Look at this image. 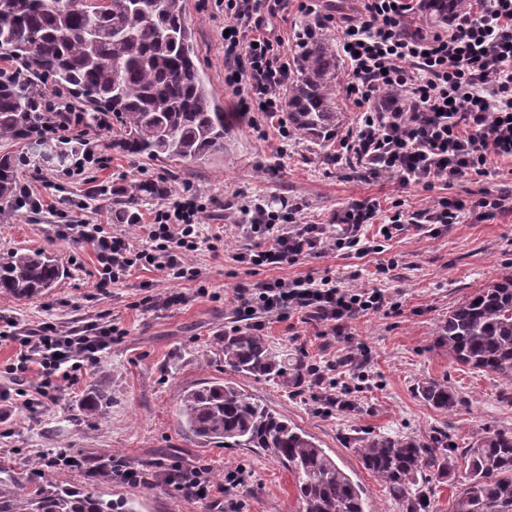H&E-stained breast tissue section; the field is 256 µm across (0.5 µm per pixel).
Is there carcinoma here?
I'll use <instances>...</instances> for the list:
<instances>
[{"label":"carcinoma","instance_id":"cac0c4a2","mask_svg":"<svg viewBox=\"0 0 512 512\" xmlns=\"http://www.w3.org/2000/svg\"><path fill=\"white\" fill-rule=\"evenodd\" d=\"M74 0H0V49L31 67L32 77L53 78L85 109L86 125L109 113L117 126L112 148L151 161L206 164L230 147L236 116L215 99L197 64L184 0H112V11L86 10ZM468 0H422L424 11L446 20ZM336 42L312 31L299 43L284 106L294 134L313 143L336 138ZM32 81L0 79V142L28 141L19 160L0 155V202L15 201L21 162L56 166L79 153L45 140H30L45 120L30 90ZM165 195L151 181L119 188L115 220L137 224L140 204ZM58 259L43 252L0 257V293L31 299L48 293L64 275ZM440 345L457 364L512 384V275H502L454 309L437 329ZM224 367L294 388L309 376L302 356L273 348L248 330L224 335ZM437 411L455 409L459 395L427 379L417 387ZM181 427L205 442L259 448L291 476L298 512H365L364 490L302 428L232 380L206 382L180 394ZM363 467L403 509L422 512L425 483L448 475L455 449L414 436H373L357 448ZM465 484L452 512H512V431L487 432L464 451ZM0 512H136L93 491L45 480L19 488L11 468L0 465Z\"/></svg>","mask_w":512,"mask_h":512}]
</instances>
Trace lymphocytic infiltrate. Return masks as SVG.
Returning <instances> with one entry per match:
<instances>
[{
    "label": "lymphocytic infiltrate",
    "mask_w": 512,
    "mask_h": 512,
    "mask_svg": "<svg viewBox=\"0 0 512 512\" xmlns=\"http://www.w3.org/2000/svg\"><path fill=\"white\" fill-rule=\"evenodd\" d=\"M224 7V86L236 101L241 120L255 131L277 119L282 141L292 133L283 119V90L291 69L276 26L289 0H218ZM299 8L318 24L336 28L349 61L346 95L358 108L354 131L342 141L338 159L357 164L366 180L386 178L400 189L431 190L435 185L463 186L493 176L495 165L512 160V0H474L450 28L430 34L412 29L414 0H362L355 13H325L320 0H300ZM504 197L491 194L434 197L408 216L401 209L381 215L379 202L355 200L336 211L326 224H308L300 207L282 204L267 209L261 200L238 203L239 228L254 238L253 247L233 253L246 271L230 290L236 321L263 331L269 319H314L329 336L351 341L352 320L394 310L395 302L379 288L361 287L359 272L347 281L325 275L293 279L250 280L257 269H282L333 250L382 253V244L362 240L363 225L382 223L384 241L408 227L482 221L504 209ZM203 206L198 198L170 195L142 225L138 238L114 235L100 224H67L63 234L91 245L100 266L99 287L125 279L145 267L176 282H202L199 268L188 260L200 244L222 241L221 233L203 235L198 223ZM120 330L115 324L62 331L50 322L18 333L1 330L0 341L16 350L9 369L11 385L0 388V401L12 400L28 411L55 402L62 384L78 381L96 364ZM333 363L311 365L320 389L318 414L350 407L348 387L338 386ZM98 475L132 487L164 482L179 496L209 501L224 512H240L241 504L225 499L227 491L244 485L240 470H228L214 481L210 466L157 461L134 466L107 460Z\"/></svg>",
    "instance_id": "obj_1"
}]
</instances>
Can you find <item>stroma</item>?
Wrapping results in <instances>:
<instances>
[{
	"mask_svg": "<svg viewBox=\"0 0 512 512\" xmlns=\"http://www.w3.org/2000/svg\"><path fill=\"white\" fill-rule=\"evenodd\" d=\"M197 64L225 111L233 98L224 88V9L218 0H185ZM276 123L264 133L240 125L231 147L208 164L181 160L148 161L124 155L112 147L111 132L97 137V157L84 160L83 171L71 175L58 167L23 169L20 181L40 199V210L0 208V257L17 250H45L56 255L68 274L40 298L17 300L0 294V315L12 318L25 331L44 322L59 329H82L114 322L122 334L113 341L92 371L79 384L64 386L57 404L30 414L14 401L0 402V464L11 467L24 487L45 478L100 493L104 499L133 503L137 512H218L204 501L180 497L165 485L133 488L98 479L93 471L102 458L112 456L134 465L157 459L186 466L210 465L214 478L224 471L243 469L247 483L234 491L242 512H296L288 472L255 448H227L196 439L178 424L183 390L224 377L220 351L232 325V312L222 296L243 278L231 259L246 248L248 239L236 227V213L218 202L225 194L276 203L281 198L303 206L305 221L326 222L347 203L364 198L389 208L400 200L404 211L424 207L428 194L402 191L394 182H365L357 168L335 162L338 141L318 146L293 138L286 154H279ZM153 180L168 193H194L205 206L200 223L205 233L223 231L216 249L200 247L190 256L207 285L198 294L192 282L172 283L155 270H138L127 280L99 290V265L93 248L61 237L63 224H101L114 234L135 236L133 224L112 221V197L92 196V187L118 188L132 181ZM382 254L361 256L346 250L277 270L280 278L333 274L357 270L360 285L382 288L397 302L388 315L352 321L348 330L370 359L368 378L350 395L352 405L324 417L316 414L313 381L298 389L278 382L241 378V385L262 402L315 437L337 464L366 490L367 512H401L384 486L366 471L357 453L360 438L400 434L433 441L445 435L455 449L468 448L485 432L512 431V384L492 375L459 366L437 344L436 331L451 310L477 288L512 274V212H498L479 222L471 219L437 235L406 231L385 244ZM397 262L379 272L387 259ZM176 291L185 300L169 309L141 307L145 288ZM314 321L271 320L264 337L278 350L301 355L307 363L332 361L347 354L340 338L323 335ZM447 381L459 394L450 414L437 412L417 394L422 381ZM108 400L99 416L85 413L91 391ZM72 448L86 464L81 470L44 472V455Z\"/></svg>",
	"mask_w": 512,
	"mask_h": 512,
	"instance_id": "stroma-1",
	"label": "stroma"
}]
</instances>
